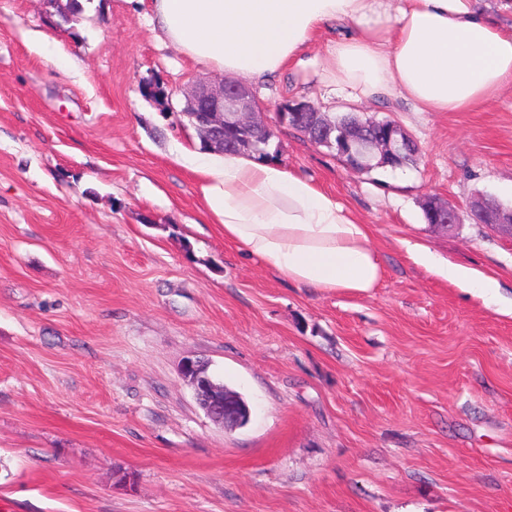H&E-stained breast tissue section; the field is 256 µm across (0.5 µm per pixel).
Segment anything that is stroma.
<instances>
[{
    "label": "stroma",
    "mask_w": 512,
    "mask_h": 512,
    "mask_svg": "<svg viewBox=\"0 0 512 512\" xmlns=\"http://www.w3.org/2000/svg\"><path fill=\"white\" fill-rule=\"evenodd\" d=\"M0 0V512H512V317L409 255L496 274L512 241L427 224L435 196L512 205V90L472 112L354 103L288 68L255 92L398 124L417 165L352 171L279 126L282 166L367 224L385 275L301 288L224 239L177 146L183 91L220 78L159 43L147 7ZM203 361L250 409L214 423ZM182 376L194 388L196 400L206 414L224 429L242 426L249 411L234 404L237 398L231 395L223 385L216 384L206 375L204 365L195 359H187L182 365Z\"/></svg>",
    "instance_id": "1"
}]
</instances>
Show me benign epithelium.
<instances>
[{"mask_svg": "<svg viewBox=\"0 0 512 512\" xmlns=\"http://www.w3.org/2000/svg\"><path fill=\"white\" fill-rule=\"evenodd\" d=\"M40 2L50 15L54 13L63 21L71 17L72 0ZM184 98L181 114L197 129L203 149L222 153L233 148L258 159L268 157L266 146L274 128L267 121L265 107L252 88L222 78L190 87L184 91ZM276 120L280 125L291 126L308 135L320 145L339 144L344 155L356 166L369 158H376L381 164L396 165L404 157L418 154L417 143L389 120L375 125L353 119L343 126H335L325 113L307 102L285 105L276 113ZM424 211L430 224L452 227L468 218L512 239V206L493 203L481 194L472 197L463 211L429 196L424 202ZM182 376L194 388L198 404L213 421L232 429L247 420L249 411L234 404L236 397L206 375L200 361H184Z\"/></svg>", "mask_w": 512, "mask_h": 512, "instance_id": "1", "label": "benign epithelium"}]
</instances>
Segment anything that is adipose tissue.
Wrapping results in <instances>:
<instances>
[{
    "label": "adipose tissue",
    "mask_w": 512,
    "mask_h": 512,
    "mask_svg": "<svg viewBox=\"0 0 512 512\" xmlns=\"http://www.w3.org/2000/svg\"><path fill=\"white\" fill-rule=\"evenodd\" d=\"M152 23L193 61L245 85L311 66L330 33L320 82L354 100L400 98L418 112H469L512 88V0H151ZM199 177L205 211L225 239L299 286L364 295L384 267L367 225L305 176L236 152L181 148ZM417 260L454 287L498 303L494 275Z\"/></svg>",
    "instance_id": "obj_1"
}]
</instances>
